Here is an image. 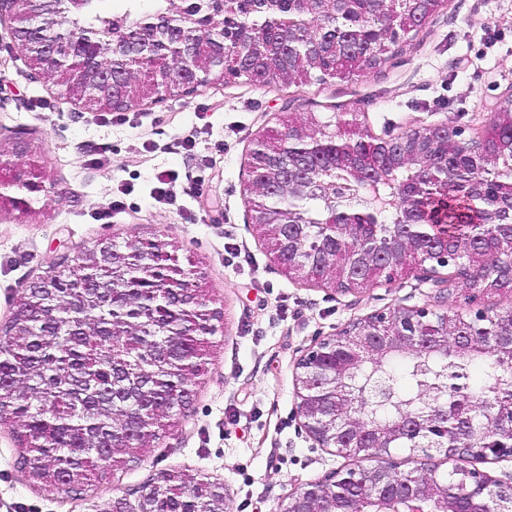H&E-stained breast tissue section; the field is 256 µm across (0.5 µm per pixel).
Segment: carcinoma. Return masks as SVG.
<instances>
[{"mask_svg": "<svg viewBox=\"0 0 512 512\" xmlns=\"http://www.w3.org/2000/svg\"><path fill=\"white\" fill-rule=\"evenodd\" d=\"M97 0H20L17 12L41 16L49 34L64 39L80 27L92 41L66 57V69L51 80L73 95L68 81L84 89L79 100L94 109L120 112L140 100L152 81L149 59L164 70L172 60L164 44L175 36L186 42L176 69L195 76L198 84L212 75L246 77L267 85L283 76L290 83L344 79L374 69L387 60L389 46L422 24L442 0H347L339 9L333 0L310 6L302 0H155L153 12L132 9L120 16L104 14ZM112 72L115 81L104 83ZM314 138L325 147L316 169L321 187L297 195L283 188L271 192L263 184L250 200L265 224H295L289 237L272 233V253L288 254V274L309 281L335 278L340 288H367L377 278L390 280L415 263L448 265L459 288L481 294L512 295V105L494 113L475 142L460 141L454 129H410L385 141L361 133L348 121L336 131L321 125L294 124L288 133L266 131L257 138L250 167L263 178L275 170L298 172L312 164L305 147ZM351 183L352 195L330 201L333 188ZM387 201L377 228L365 227V198ZM416 212L427 234L401 244L398 227L403 210ZM322 224H349L351 234L337 236L336 246L324 242ZM120 253L133 263L112 270L96 269L95 281L117 280V290L93 288L73 270L59 276L50 289H31L21 298L11 321L19 322L29 308L43 319L30 324L24 336H13L0 349V415L22 429V467L35 483L59 482L81 490L112 476V467L128 455L122 432L139 425L144 407L154 405L150 431L141 435L143 451L156 430L175 416L178 402L190 395L193 378L206 364L203 337L193 331L201 309L186 306L167 312L161 306L149 318L138 312L149 288L147 273L171 275L158 244L140 242ZM461 251L463 255L454 256ZM499 317L484 323L448 313L433 316L422 335L429 341L419 353L392 351L377 364L369 356L344 378L336 391V412L360 408L357 386L371 367L389 381L401 405L365 414L380 426H391L410 413L431 414L432 405L404 404L429 383H442L434 372L460 381L471 367L483 363L482 381L468 388L464 407L484 424L488 437L498 432V414L512 408V368L499 361L489 336ZM448 324L455 336L481 340L456 353L446 352L437 326ZM122 327L121 335L112 326ZM215 485L191 481L175 472L163 476L159 495L164 512H206Z\"/></svg>", "mask_w": 512, "mask_h": 512, "instance_id": "cac0c4a2", "label": "carcinoma"}]
</instances>
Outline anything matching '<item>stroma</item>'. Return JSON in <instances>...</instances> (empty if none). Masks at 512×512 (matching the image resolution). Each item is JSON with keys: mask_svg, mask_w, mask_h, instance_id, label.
I'll list each match as a JSON object with an SVG mask.
<instances>
[{"mask_svg": "<svg viewBox=\"0 0 512 512\" xmlns=\"http://www.w3.org/2000/svg\"><path fill=\"white\" fill-rule=\"evenodd\" d=\"M511 91L512 0H444L365 74L302 85L224 78L120 116L63 95L0 25V162L21 152L38 159L46 186L30 212L0 208V328L49 267L109 239L164 243L220 314L188 410L111 481L80 492L33 483L19 464L17 425L0 424V512H107L119 499L137 503L168 470L221 486L232 512H277L299 482L352 467L301 425L294 384L306 349L397 307L471 319L511 314L512 297L442 294L444 268L346 293L296 280L249 225L254 139L313 118L347 119L386 139L445 123L474 140ZM164 172L174 175L167 204L150 194Z\"/></svg>", "mask_w": 512, "mask_h": 512, "instance_id": "1", "label": "stroma"}]
</instances>
